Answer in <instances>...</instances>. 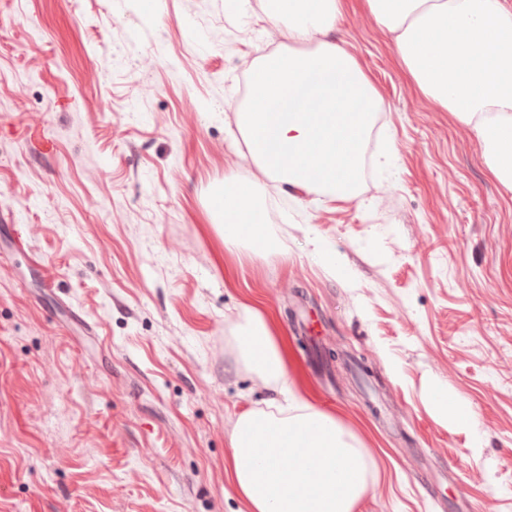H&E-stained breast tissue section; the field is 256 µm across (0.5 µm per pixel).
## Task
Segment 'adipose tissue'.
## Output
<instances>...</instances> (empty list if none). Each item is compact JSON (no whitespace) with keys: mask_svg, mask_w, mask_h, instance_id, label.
<instances>
[{"mask_svg":"<svg viewBox=\"0 0 512 512\" xmlns=\"http://www.w3.org/2000/svg\"><path fill=\"white\" fill-rule=\"evenodd\" d=\"M393 36V52L417 89L475 137L485 166L512 193V0H366ZM343 0H270L267 18L288 47L251 67L250 97L235 114L254 165L292 190L351 199L363 146L383 101L334 36ZM320 99L322 113L308 111ZM366 111H357L359 101ZM257 185L225 175L224 246H278L258 212ZM236 363L274 391L266 407L241 411L229 435L225 473L241 512H354L366 487L360 448L330 413L291 381L288 346L268 315L243 306Z\"/></svg>","mask_w":512,"mask_h":512,"instance_id":"obj_1","label":"adipose tissue"}]
</instances>
